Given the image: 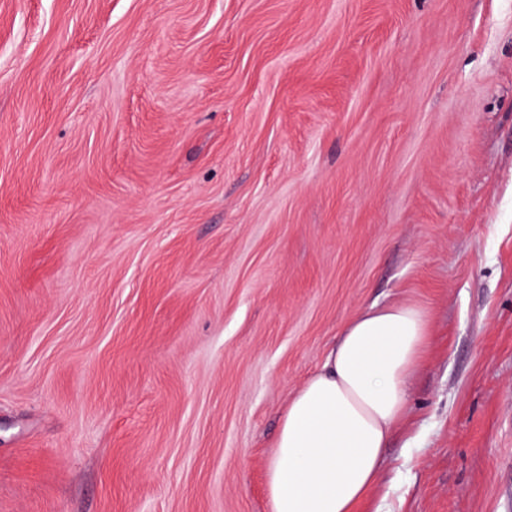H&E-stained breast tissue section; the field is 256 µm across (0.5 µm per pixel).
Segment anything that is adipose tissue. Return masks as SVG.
<instances>
[{"instance_id":"1","label":"adipose tissue","mask_w":512,"mask_h":512,"mask_svg":"<svg viewBox=\"0 0 512 512\" xmlns=\"http://www.w3.org/2000/svg\"><path fill=\"white\" fill-rule=\"evenodd\" d=\"M428 334L411 303L372 306L346 325L288 404L266 470L272 512H355L404 417Z\"/></svg>"}]
</instances>
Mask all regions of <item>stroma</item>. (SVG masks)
Returning <instances> with one entry per match:
<instances>
[{
    "label": "stroma",
    "mask_w": 512,
    "mask_h": 512,
    "mask_svg": "<svg viewBox=\"0 0 512 512\" xmlns=\"http://www.w3.org/2000/svg\"><path fill=\"white\" fill-rule=\"evenodd\" d=\"M404 302L356 512H512V0H0V512H271ZM428 334L411 303L374 305L346 325L288 403L266 470L272 512H355L404 417Z\"/></svg>",
    "instance_id": "1"
}]
</instances>
